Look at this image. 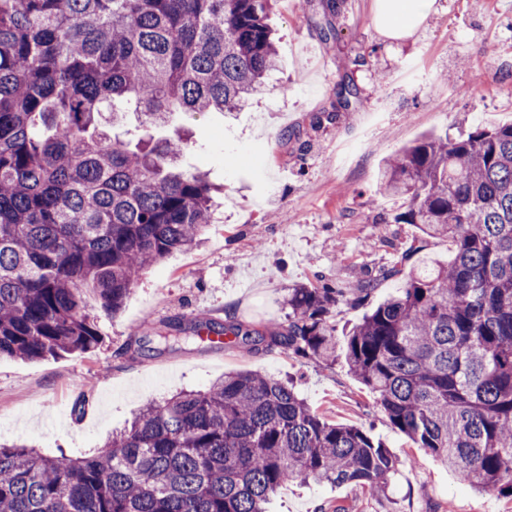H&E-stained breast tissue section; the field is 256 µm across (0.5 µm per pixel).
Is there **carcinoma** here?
<instances>
[{
    "label": "carcinoma",
    "mask_w": 512,
    "mask_h": 512,
    "mask_svg": "<svg viewBox=\"0 0 512 512\" xmlns=\"http://www.w3.org/2000/svg\"><path fill=\"white\" fill-rule=\"evenodd\" d=\"M274 0H0V357L91 353L87 293L117 314L150 267L194 245L213 218L208 175L182 139L112 135L103 109L136 102L141 124L237 112L279 60ZM380 186L403 200L385 224L453 245L363 317L341 349L392 426L469 486L512 498V124L422 135ZM343 288L288 289V324L232 318L162 333L143 352L222 335L326 366ZM388 448L330 422L288 384L224 374L143 406L90 457L0 446V512H267L284 484L387 492Z\"/></svg>",
    "instance_id": "carcinoma-1"
}]
</instances>
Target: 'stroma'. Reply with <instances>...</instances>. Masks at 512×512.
<instances>
[{"label": "stroma", "mask_w": 512, "mask_h": 512, "mask_svg": "<svg viewBox=\"0 0 512 512\" xmlns=\"http://www.w3.org/2000/svg\"><path fill=\"white\" fill-rule=\"evenodd\" d=\"M276 0L268 22L279 70L238 112L173 117L163 134L188 135L185 167L221 187L201 243L149 268L119 314L94 310L101 334L88 354L39 361L0 359V443L74 456L101 449L147 403L199 390L232 370L293 384L329 420L362 426L399 460L387 495L345 485L288 483L268 512H512V497L479 493L392 427L373 395L343 364L319 365L259 345L180 343L136 356L137 327L234 317L286 322L289 287H354L396 262L412 270L448 261L450 244L394 224L400 199L382 195L377 172L432 130L455 136L512 123V0H437L408 40L378 34L374 0ZM351 76L359 97L336 106ZM401 277L339 305L337 337L395 293Z\"/></svg>", "instance_id": "obj_1"}]
</instances>
